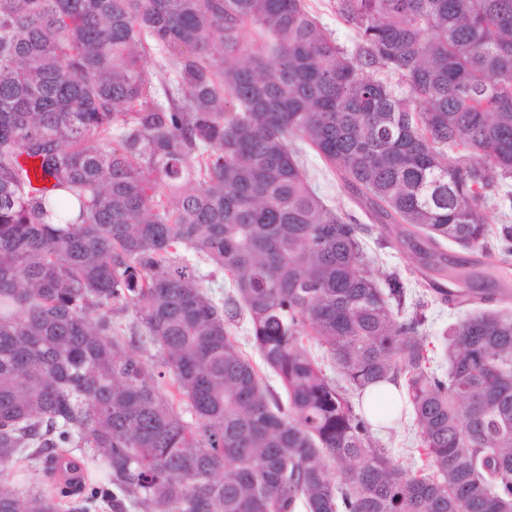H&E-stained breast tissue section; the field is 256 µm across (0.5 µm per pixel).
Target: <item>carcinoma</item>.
I'll return each instance as SVG.
<instances>
[{
  "instance_id": "carcinoma-1",
  "label": "carcinoma",
  "mask_w": 512,
  "mask_h": 512,
  "mask_svg": "<svg viewBox=\"0 0 512 512\" xmlns=\"http://www.w3.org/2000/svg\"><path fill=\"white\" fill-rule=\"evenodd\" d=\"M336 13L352 50L306 0H0V465L48 475L1 476L0 512H512V307L436 347L305 153L434 274L511 259L512 0ZM384 380L414 468L354 408ZM450 262L470 259L480 264V267L487 270L490 276L495 279L509 278L512 285V258L511 265L504 266L499 263L498 256L493 253L474 252L470 253L456 246H448L447 251ZM459 262V261H457ZM374 436L382 446L391 451L394 460L402 466L413 468L420 462L409 410L404 411L401 419L391 424L389 428L375 429Z\"/></svg>"
}]
</instances>
